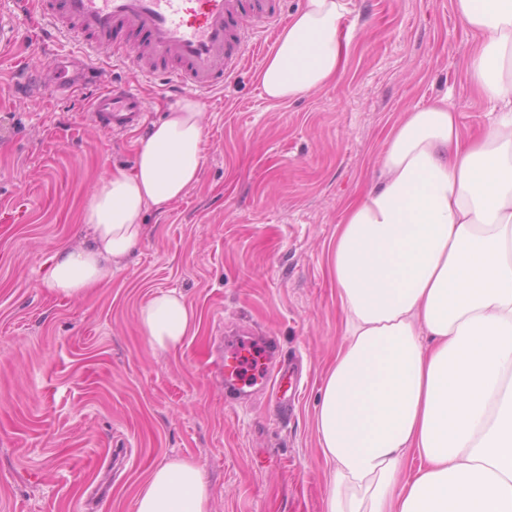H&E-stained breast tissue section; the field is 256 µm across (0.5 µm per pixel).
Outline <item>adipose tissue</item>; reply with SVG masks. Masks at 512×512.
I'll list each match as a JSON object with an SVG mask.
<instances>
[{
	"label": "adipose tissue",
	"instance_id": "ef3b65f1",
	"mask_svg": "<svg viewBox=\"0 0 512 512\" xmlns=\"http://www.w3.org/2000/svg\"><path fill=\"white\" fill-rule=\"evenodd\" d=\"M351 0H304L259 74L273 101L335 83ZM473 37L465 61L488 122L464 134L447 99L392 128L376 183L345 210L332 274L346 343L320 389L315 430L330 467L328 512H512V0H455ZM204 114L185 96L137 143L131 170L102 180L45 280L82 297L123 270L149 209L199 180ZM138 322L151 351L178 348L197 320L155 293ZM419 466L401 478L407 457ZM135 512H210L202 468L154 467Z\"/></svg>",
	"mask_w": 512,
	"mask_h": 512
}]
</instances>
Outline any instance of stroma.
Wrapping results in <instances>:
<instances>
[{
    "label": "stroma",
    "instance_id": "35a3bbf8",
    "mask_svg": "<svg viewBox=\"0 0 512 512\" xmlns=\"http://www.w3.org/2000/svg\"><path fill=\"white\" fill-rule=\"evenodd\" d=\"M351 38L336 82L269 100L263 58L200 97L205 160L198 182L149 212L128 266L84 298L43 284L61 243L77 244L96 183L134 163L147 128L109 134L86 117L85 62L61 42L40 52L34 28L0 50V512H133L158 463L189 458L205 471L212 512H326L329 469L314 416L344 342L330 244L347 203L378 173L388 131L406 112L446 97L477 130L485 108L465 60L472 36L453 0H352ZM109 83L143 100L149 122L171 101L162 81L95 61ZM175 289L199 329L152 352L138 311ZM249 329L297 356L287 419L279 388L240 403L210 370L221 338Z\"/></svg>",
    "mask_w": 512,
    "mask_h": 512
}]
</instances>
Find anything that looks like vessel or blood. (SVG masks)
Listing matches in <instances>:
<instances>
[{
	"label": "vessel or blood",
	"instance_id": "vessel-or-blood-1",
	"mask_svg": "<svg viewBox=\"0 0 512 512\" xmlns=\"http://www.w3.org/2000/svg\"><path fill=\"white\" fill-rule=\"evenodd\" d=\"M21 14L38 5V39L48 44L79 37L89 47H106L113 60L142 75L160 76L175 91L212 92L230 82L243 62L259 52L268 33L281 26L279 0H12ZM89 115L104 131L144 126L147 115L137 93L100 88ZM264 359L260 384L287 378L289 364L272 365L267 340L235 336L224 344L218 373L226 393L242 396L241 371L247 351Z\"/></svg>",
	"mask_w": 512,
	"mask_h": 512
}]
</instances>
